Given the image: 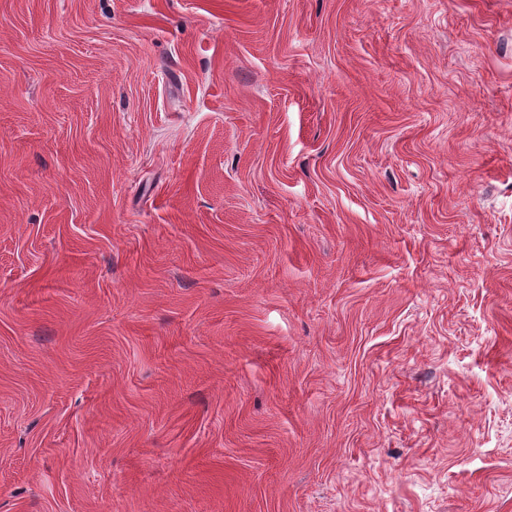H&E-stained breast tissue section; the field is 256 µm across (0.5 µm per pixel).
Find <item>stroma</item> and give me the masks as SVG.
Returning a JSON list of instances; mask_svg holds the SVG:
<instances>
[{
	"instance_id": "1",
	"label": "stroma",
	"mask_w": 512,
	"mask_h": 512,
	"mask_svg": "<svg viewBox=\"0 0 512 512\" xmlns=\"http://www.w3.org/2000/svg\"><path fill=\"white\" fill-rule=\"evenodd\" d=\"M0 512H512V0H0Z\"/></svg>"
}]
</instances>
